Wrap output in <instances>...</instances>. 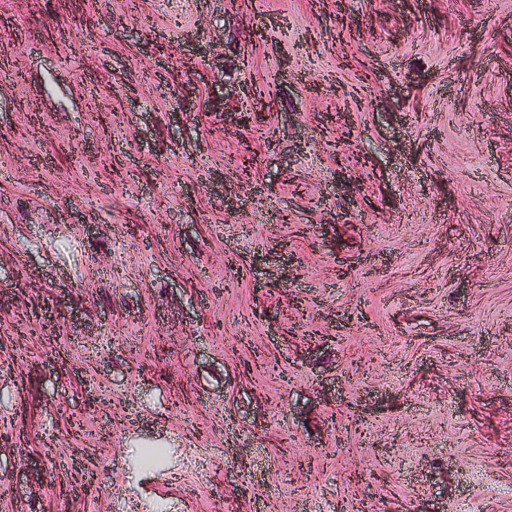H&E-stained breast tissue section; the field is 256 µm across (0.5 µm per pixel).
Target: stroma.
I'll list each match as a JSON object with an SVG mask.
<instances>
[{"label":"stroma","instance_id":"35a3bbf8","mask_svg":"<svg viewBox=\"0 0 512 512\" xmlns=\"http://www.w3.org/2000/svg\"><path fill=\"white\" fill-rule=\"evenodd\" d=\"M0 512H512V0H0Z\"/></svg>","mask_w":512,"mask_h":512}]
</instances>
